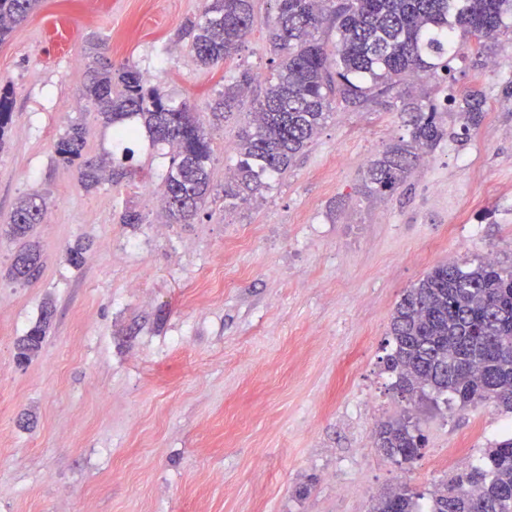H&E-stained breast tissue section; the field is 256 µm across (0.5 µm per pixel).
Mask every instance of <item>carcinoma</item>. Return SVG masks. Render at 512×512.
<instances>
[{"instance_id":"obj_1","label":"carcinoma","mask_w":512,"mask_h":512,"mask_svg":"<svg viewBox=\"0 0 512 512\" xmlns=\"http://www.w3.org/2000/svg\"><path fill=\"white\" fill-rule=\"evenodd\" d=\"M42 0H0V44L41 5ZM276 15L268 30L274 66L249 119L237 134L240 157L224 184V196L246 203L260 197L293 166L338 107L379 104L400 112L408 129L401 139L366 167L361 191L369 197L393 195L446 134L439 115L448 110L477 127L484 93L471 89L461 98L449 92L436 102L411 90L421 77L448 81L456 58L457 32L474 39V54L487 66L486 41L512 34V0H273ZM254 0H206L186 24L196 64L211 69L238 52L254 24ZM336 30V42L321 38ZM254 76L247 70L224 78V91L210 113L220 119L239 109ZM82 97L112 127V143L128 147L129 129L164 145L170 163L162 204L168 223L194 220L214 195L212 149L204 123L186 102L171 101L127 62L118 69L90 70ZM13 99L0 88V142L12 123ZM88 130L72 124L54 145L57 160L78 170L82 186L98 187L115 157H85ZM46 200L32 191L9 216L7 234L18 244L8 269L14 282L29 283L41 269L33 227L44 221ZM42 316L20 341L18 358L38 351L46 336ZM385 368L395 386L411 397L449 396L445 403L465 408L484 403L512 411V265L481 260L433 268L397 304L390 323ZM424 436L418 422L404 415L381 424L376 445L399 463L418 456ZM423 495L397 488L370 512H512V435L496 441L483 463L462 471L446 486Z\"/></svg>"}]
</instances>
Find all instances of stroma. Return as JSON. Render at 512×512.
I'll return each instance as SVG.
<instances>
[{
    "instance_id": "35a3bbf8",
    "label": "stroma",
    "mask_w": 512,
    "mask_h": 512,
    "mask_svg": "<svg viewBox=\"0 0 512 512\" xmlns=\"http://www.w3.org/2000/svg\"><path fill=\"white\" fill-rule=\"evenodd\" d=\"M202 5L43 0L0 44V85L13 90L0 150V512H369L389 490L446 483L458 449L481 464L512 423L492 405L400 397L381 363L394 309L434 266L512 264V73L473 70L467 38L451 86L483 90L481 124L442 114L448 137L382 201L359 194L361 162L408 130L378 107L337 110L262 198L232 207L222 188L244 102L208 129L217 191L189 224L165 223L157 202L168 156L134 144L135 175L89 191L56 161L74 122L90 130L88 156L112 148L80 101L99 55L135 62L203 113L230 71L250 70L261 94L272 0H254L241 49L211 71L181 34ZM34 190L48 203L34 230L42 268L20 285L6 276L17 245L5 229ZM129 208L139 223H122ZM46 309L40 349L18 363ZM404 413L425 443L399 464L375 433Z\"/></svg>"
}]
</instances>
